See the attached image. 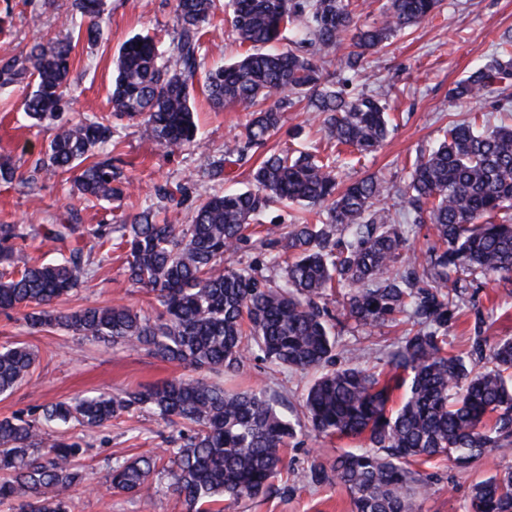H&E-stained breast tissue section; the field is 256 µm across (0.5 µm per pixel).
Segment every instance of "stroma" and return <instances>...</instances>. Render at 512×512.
I'll return each instance as SVG.
<instances>
[{"instance_id": "35a3bbf8", "label": "stroma", "mask_w": 512, "mask_h": 512, "mask_svg": "<svg viewBox=\"0 0 512 512\" xmlns=\"http://www.w3.org/2000/svg\"><path fill=\"white\" fill-rule=\"evenodd\" d=\"M71 0H0V12L7 10L12 23L0 31V61L20 56L33 42L56 38L61 20L70 12ZM102 36L94 42L76 41L72 52L69 104L65 118L79 120L92 115H111L112 75L115 57L130 37L142 34L171 46L175 36L173 0H106L100 21ZM203 53L206 64L227 62L244 48L229 34L224 13L218 12L205 27ZM512 31V0H442L438 13L406 29L390 44L369 57L370 66L358 76L355 90L381 94L388 101L393 128L375 154L360 156L343 151V182L377 175L383 196L410 246L423 248L430 229L407 220V206L397 194L407 180L419 153L435 146L441 131L451 121H468L481 116L485 124H499L502 113L478 99L449 106L448 92L470 71L492 59L500 35ZM22 93L0 92V162L16 168L13 182H0V224H22L32 233L23 258L44 262L57 255L56 242L45 238L46 224L65 220L70 208H78L80 222L93 228L119 224L154 200V188L165 182L184 184L191 196L222 191V184L210 181L203 172L206 160L224 155V143L239 132L247 120L238 108L221 111L209 106L201 90L193 92L194 118L199 125L196 141L171 150L140 137L134 123L113 117L112 156L131 185L119 200L87 203L74 194L70 183L57 177L34 176L37 161L44 157L51 132L33 125L21 108ZM302 107L284 114V125L275 144L330 154V143L317 126L308 124ZM303 126L300 138L291 130ZM80 247L91 252V271L57 309L123 302L149 311L144 290L132 286L124 275L125 251L116 245L97 248L86 236ZM462 297L448 327V351L469 352L476 335L489 339L512 336V279L487 277L478 273L461 276ZM336 325L333 367L344 364L346 350L360 354L362 366L384 369L397 347L407 323L405 317L381 328H361L344 317L342 296L327 292L320 302ZM24 342L32 345L39 358L31 377L11 393L0 396V419L29 414L33 408L71 399L86 393L118 394L163 383L184 374L174 363L160 361L131 347H110L82 340L53 328L30 330L18 311L0 310V345ZM316 371L279 368L258 350L247 354L237 376H219L218 381L233 389L262 387L279 400L281 412L289 418L302 414L303 398L316 378ZM170 430L147 412L122 415L106 427L84 432L93 446L83 460L90 488H76L72 512H185L178 495L165 476H157L156 493L149 498L107 492L105 480L115 459H132L164 447ZM351 438L321 437L304 429L298 431L284 451V471L271 492L257 499H244L229 512H352L350 493L341 484L310 483L311 464H330L337 455L355 447ZM502 465L497 455L462 471L438 457L420 465L426 491L417 499L419 512H470V491L474 483L489 477Z\"/></svg>"}]
</instances>
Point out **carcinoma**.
<instances>
[{
    "mask_svg": "<svg viewBox=\"0 0 512 512\" xmlns=\"http://www.w3.org/2000/svg\"><path fill=\"white\" fill-rule=\"evenodd\" d=\"M219 0H174L176 40L168 50L135 35L120 48L112 79L114 114L137 120L141 136L156 145L183 148L198 132L193 85L203 86L216 109L251 113L240 134L224 145V161L208 176L224 180V168L275 135L282 114L305 103L328 139L361 155L375 152L388 134L387 102L347 92L350 75L367 57L405 28L431 16L440 0H389L381 20L356 29L351 50L334 56L354 25L352 0H225L231 32L250 50L224 65L203 68V27ZM103 0H73L68 34L37 42L21 58L0 62V88H32L23 111L54 131L46 159L35 169L73 174V187L88 201L121 195L113 183L122 170L95 150L112 141L106 116L59 123L70 85L75 36L99 39L96 19ZM512 36L496 56L460 80L452 103L487 99L512 112ZM272 104H267V101ZM253 188L226 190L194 202L188 224L159 222L151 207L118 225L125 245L127 281L153 296L156 316L126 304L58 311L53 302L78 288L90 256L68 240L88 233L104 246L112 226L87 229L78 211L51 224L44 236L60 244L53 261L0 273V309L19 310L32 331L59 327L105 345L139 348L190 370L158 386L79 397L39 407L33 420L0 419V506L10 512H70V493L85 486L79 464L88 453L76 427L100 428L133 410L149 411L179 430L177 448L115 464L106 489L150 497L157 460L170 455L169 485L186 512H224V502L264 496L283 466L282 450L300 422L277 409L263 390L233 391L198 373L234 374L252 348L278 366L324 368L336 348L335 325L319 301L329 288L346 297V315L358 327L377 328L408 310L419 328L400 338L389 365L393 375L370 373L355 363L321 373L304 398L308 427L317 434L361 440L330 468L313 465L315 484L337 481L352 496L354 512H415L421 492L411 469L421 457L445 455L467 469L491 453L512 456V337L493 342L474 337L470 365L451 354L448 323L460 296V274L512 273V127L477 128L451 122L436 148L416 158L403 190L414 224L429 223L434 243L423 255L408 250L395 268L406 238L381 200L372 175L338 190L336 165L313 152L284 148L265 155L252 172ZM158 199L181 207L189 201L178 184L155 188ZM296 202L325 221L306 220L271 229L261 246L280 283L261 281L256 268L224 265L248 240L250 221L278 203ZM31 233L21 224H0V264H18ZM430 267L417 281L415 269ZM38 354L15 344L0 347V394L12 391L35 367ZM404 389L393 410V391ZM472 512H512V464L474 484Z\"/></svg>",
    "mask_w": 512,
    "mask_h": 512,
    "instance_id": "1",
    "label": "carcinoma"
}]
</instances>
